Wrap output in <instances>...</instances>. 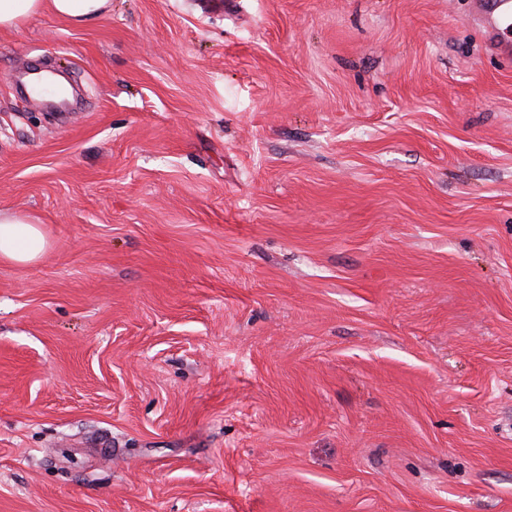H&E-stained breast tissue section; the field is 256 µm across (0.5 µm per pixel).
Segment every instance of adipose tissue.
<instances>
[{"instance_id": "1", "label": "adipose tissue", "mask_w": 512, "mask_h": 512, "mask_svg": "<svg viewBox=\"0 0 512 512\" xmlns=\"http://www.w3.org/2000/svg\"><path fill=\"white\" fill-rule=\"evenodd\" d=\"M112 0H0V30H12L27 18L50 13L73 26L90 25L110 12ZM45 237L36 220L24 214L0 212V258L30 263L42 257Z\"/></svg>"}]
</instances>
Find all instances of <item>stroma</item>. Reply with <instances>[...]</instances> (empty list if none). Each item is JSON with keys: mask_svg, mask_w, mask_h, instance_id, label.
Instances as JSON below:
<instances>
[{"mask_svg": "<svg viewBox=\"0 0 512 512\" xmlns=\"http://www.w3.org/2000/svg\"><path fill=\"white\" fill-rule=\"evenodd\" d=\"M471 9L0 31V211L47 242L0 260V512H512V57Z\"/></svg>", "mask_w": 512, "mask_h": 512, "instance_id": "1", "label": "stroma"}]
</instances>
